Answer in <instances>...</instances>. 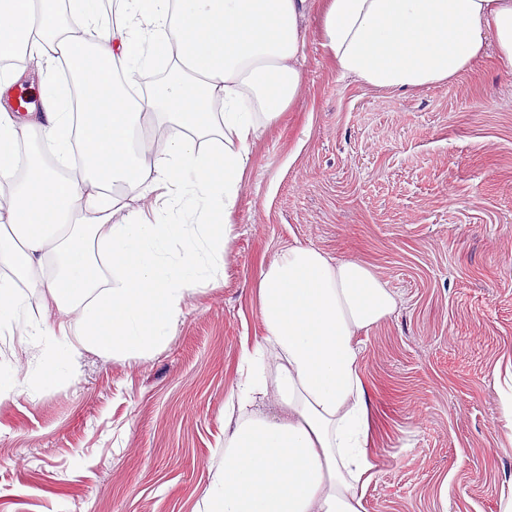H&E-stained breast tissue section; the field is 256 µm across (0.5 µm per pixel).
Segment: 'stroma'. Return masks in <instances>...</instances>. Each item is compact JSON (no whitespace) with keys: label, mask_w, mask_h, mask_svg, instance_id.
I'll use <instances>...</instances> for the list:
<instances>
[{"label":"stroma","mask_w":512,"mask_h":512,"mask_svg":"<svg viewBox=\"0 0 512 512\" xmlns=\"http://www.w3.org/2000/svg\"><path fill=\"white\" fill-rule=\"evenodd\" d=\"M324 0L302 22L300 86L249 145L226 277L189 292L141 357L0 334L22 391L0 399V512H204L224 404L265 334L257 283L291 245L369 264L397 295L363 338L375 424L364 512H503L512 494V73L494 54L404 92L342 76Z\"/></svg>","instance_id":"obj_1"}]
</instances>
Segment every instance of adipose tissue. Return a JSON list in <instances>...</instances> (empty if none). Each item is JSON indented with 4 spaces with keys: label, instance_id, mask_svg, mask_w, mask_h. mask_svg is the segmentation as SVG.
Listing matches in <instances>:
<instances>
[{
    "label": "adipose tissue",
    "instance_id": "obj_1",
    "mask_svg": "<svg viewBox=\"0 0 512 512\" xmlns=\"http://www.w3.org/2000/svg\"><path fill=\"white\" fill-rule=\"evenodd\" d=\"M102 0H0V57L43 66L41 112L5 105L25 67L0 75V184L9 188L0 230V331L20 321L18 285L46 304L33 336L73 351L65 315L78 312L88 342L132 357L170 336L185 295L212 278L232 224L259 123L278 121L299 84L307 0H121L107 25ZM324 46L342 75L374 87L416 90L469 71L494 46L512 72V0H327ZM77 68L84 105L69 112L56 65ZM160 59L173 74L147 96L128 89ZM251 95L258 105L243 104ZM167 125L154 176L140 177L145 123ZM87 161L72 175L75 124ZM39 132L49 159L15 150ZM217 135L204 153L198 138ZM145 199L167 185L202 207L195 222L158 221L134 211L113 222L108 184ZM183 254L172 262V241ZM103 256L109 278L95 262ZM265 335L241 357V378L224 424V466L205 491L208 512H361L373 477L371 409L362 372V334L386 320L397 296L367 263L295 245L257 284Z\"/></svg>",
    "mask_w": 512,
    "mask_h": 512
}]
</instances>
